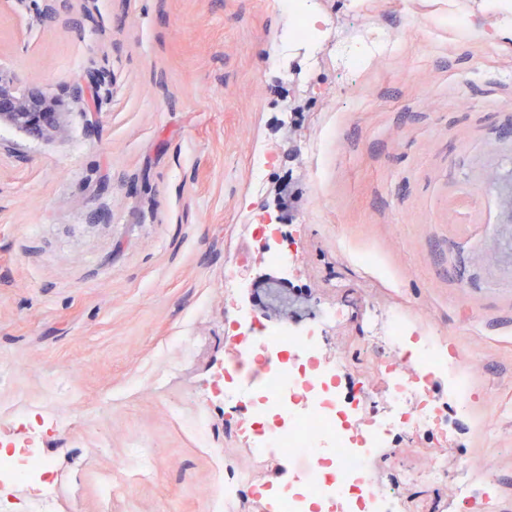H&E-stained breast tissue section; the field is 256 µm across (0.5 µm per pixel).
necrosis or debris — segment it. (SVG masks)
I'll return each instance as SVG.
<instances>
[{"instance_id":"obj_1","label":"necrosis or debris","mask_w":512,"mask_h":512,"mask_svg":"<svg viewBox=\"0 0 512 512\" xmlns=\"http://www.w3.org/2000/svg\"><path fill=\"white\" fill-rule=\"evenodd\" d=\"M397 42V31L387 29L337 42L335 53L351 70ZM238 325V351L216 389L225 403L248 411L237 431L256 457L280 448L302 464L296 481L271 488L264 512H400L396 498L370 479L369 458L394 435L447 436L448 398L458 395L459 382L446 340L411 331L402 311L391 312L383 337L369 342L386 344L394 355L385 367L394 412L360 417L337 383L343 363L317 357L314 331L289 335L247 311ZM44 425L43 413L32 408L0 416V489L23 487L30 502L18 511L0 496V512H53L61 488L76 489V475L58 476L37 451Z\"/></svg>"}]
</instances>
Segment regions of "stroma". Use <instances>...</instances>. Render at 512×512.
<instances>
[{"label":"stroma","instance_id":"35a3bbf8","mask_svg":"<svg viewBox=\"0 0 512 512\" xmlns=\"http://www.w3.org/2000/svg\"><path fill=\"white\" fill-rule=\"evenodd\" d=\"M488 2L312 0L325 43L401 35L347 73L287 44L269 0H67L54 17L48 0H0V76L65 103L43 139L0 124V410L22 399L64 419L42 450L83 488L54 512H210L219 458L254 482L238 512H263L280 461L256 463L228 431L215 385L267 274L286 278L294 313L263 322L295 329L344 307L320 355L344 354L342 389L378 410L390 354L366 344L377 315L399 309L445 337L469 412L447 438L383 448L373 475L396 451L415 470L441 457L445 485H395L402 512H469L465 465L512 512V38ZM88 69L107 77L93 116L70 95ZM252 147L273 158L258 188ZM277 209L294 251L279 267L254 230ZM229 266L248 285L232 305ZM53 378L70 397L48 396ZM202 403L211 448L187 427ZM140 440L153 477L108 492Z\"/></svg>","mask_w":512,"mask_h":512}]
</instances>
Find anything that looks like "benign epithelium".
I'll return each instance as SVG.
<instances>
[{"mask_svg":"<svg viewBox=\"0 0 512 512\" xmlns=\"http://www.w3.org/2000/svg\"><path fill=\"white\" fill-rule=\"evenodd\" d=\"M105 85V76L88 70L75 82L74 98L91 105L98 101ZM63 100L46 97L37 82L25 90L0 76V123L6 122L27 131L34 138L53 132L59 123Z\"/></svg>","mask_w":512,"mask_h":512,"instance_id":"benign-epithelium-1","label":"benign epithelium"}]
</instances>
